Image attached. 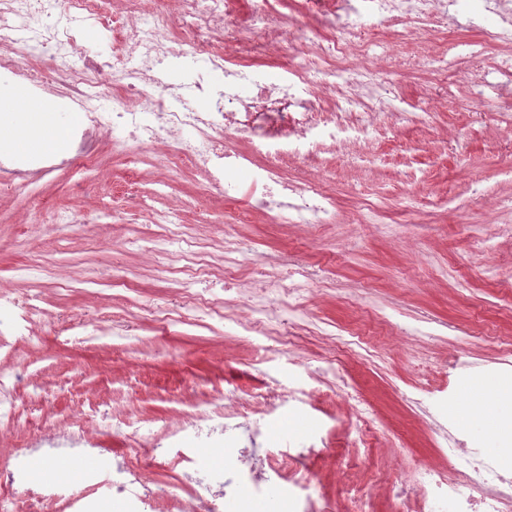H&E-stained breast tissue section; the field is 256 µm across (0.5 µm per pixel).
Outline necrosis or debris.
<instances>
[{
    "label": "necrosis or debris",
    "mask_w": 512,
    "mask_h": 512,
    "mask_svg": "<svg viewBox=\"0 0 512 512\" xmlns=\"http://www.w3.org/2000/svg\"><path fill=\"white\" fill-rule=\"evenodd\" d=\"M123 2L125 15L116 25L112 0H68L61 10L55 0H0V80L41 93L63 89L82 111L67 151L37 163L33 173L47 175L60 166L91 159L104 140L116 150L133 143L139 156L168 143V165L187 159L208 173L212 186L229 181L236 194L268 208L272 223L330 224L336 219V198L319 179L326 170L321 148L328 142L367 139L372 122L364 92L378 85L370 69L349 73L350 54L369 42L388 19L437 17L447 14L457 0H305L306 11L328 26L362 11L369 22L348 25L337 38L323 37L305 65L282 67L274 79L255 59L268 55L270 41L296 44L304 36L298 26L276 27L274 15L242 9L240 0H173L176 13L157 10L147 19L140 14L143 0ZM84 23L112 33L122 60L130 64L119 81L123 106L106 123L96 110L100 95L92 85L109 62L104 54H91L84 46L79 33ZM177 25L198 28L197 40L188 44L174 36ZM48 53L62 59V66L50 72L41 69L37 60ZM172 60L223 71V88L204 80L196 84L210 100L208 111H197L179 88L154 77L156 68ZM311 68L322 73L328 86H344L337 111H325L306 77ZM228 134L244 138L245 148L225 142ZM288 161L306 163L312 176L289 178L284 167ZM173 243L189 261L183 283L193 290L196 314L217 310L213 301L196 292V285L223 283L225 292L246 298L242 308L225 312L226 321L249 333L280 336L289 356H297L294 324L281 312L300 310L308 273L297 268L291 254L270 258L245 278L235 259L199 249L195 238L173 227L161 234L151 252L155 266H168ZM277 285L282 291L274 301L269 294ZM37 322L49 325L58 337L112 333L105 318L88 321L72 316L63 321L43 307L40 295L0 289V348L6 337L32 335ZM32 382L23 372H0V443L11 439L20 421L34 432L48 434L38 449H19L13 463L0 470V512H88L90 499L118 496L124 497L126 512H154L159 491L147 473L162 459L174 460L179 469L178 492L173 496L176 512H213L219 498L235 500L238 512H252L260 500L268 501L272 512H318L307 478L288 467L290 453L276 455L264 448V430L247 422L249 406L234 396L210 401L208 410L180 415L157 443L158 458L133 465L91 445L102 428L121 420V413L100 418L91 414L43 429L16 404L18 390ZM440 435L455 456L453 473L421 470L415 487L421 505L429 508L445 498L451 512H512V466L501 457L474 454L453 430H441ZM221 444L233 451L224 470L200 473L199 449ZM38 452L73 466L92 456L96 464L82 469L76 484L62 477L38 480L30 470V459Z\"/></svg>",
    "instance_id": "1"
}]
</instances>
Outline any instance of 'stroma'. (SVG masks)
<instances>
[{"instance_id": "obj_1", "label": "stroma", "mask_w": 512, "mask_h": 512, "mask_svg": "<svg viewBox=\"0 0 512 512\" xmlns=\"http://www.w3.org/2000/svg\"><path fill=\"white\" fill-rule=\"evenodd\" d=\"M493 18L475 22L465 11L418 24L386 26L382 46L351 56L369 63L382 86L378 131L367 143L327 145V183L336 197L332 224H272L233 193L208 185L190 163L166 171L101 143L93 162L35 179L25 190L0 188V285L40 294L63 315L107 316L110 336L63 341L48 327L0 355V371L30 368L38 387L19 400L39 421L59 424L76 409L123 408L140 434L104 433L96 445L132 460L151 454L176 413L201 410L217 392L251 399V420L266 421L271 447L288 450L309 439L313 416L330 434L324 447L301 457L323 512H416L397 496L419 469L451 471L454 458L437 436L433 414L467 420L489 377L512 376L498 357L512 343V86L475 105L467 75L493 70L512 55L498 43ZM476 42L470 59L456 45ZM457 78L450 95H434L443 61ZM406 117H396L399 106ZM416 174L406 180L405 171ZM147 196L139 207L128 196ZM175 215L197 239L216 248L245 240L243 265L281 251L321 271L309 280L300 317L315 333L300 339L292 359L274 339L237 331L218 319L158 326L145 306L166 303L180 286L173 273L152 270L123 238L153 240L157 211ZM64 211L86 221L58 222ZM74 264L100 280L98 297L61 289L29 271L30 258ZM126 281L112 285L113 277ZM346 340L330 354L324 334ZM333 364L321 380L314 413L259 408L268 385L288 390L310 383L311 372ZM344 380L369 404L372 445L357 447L359 421L336 392Z\"/></svg>"}]
</instances>
